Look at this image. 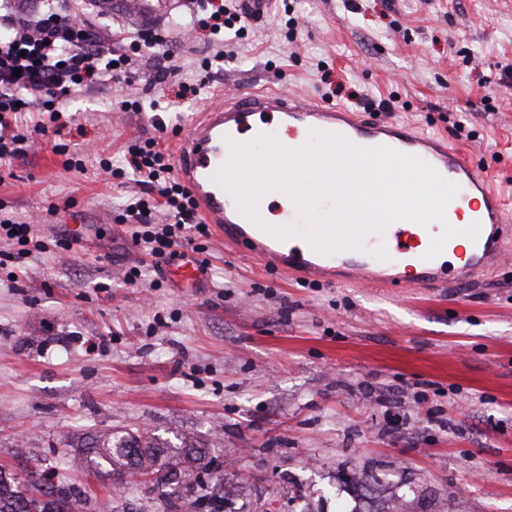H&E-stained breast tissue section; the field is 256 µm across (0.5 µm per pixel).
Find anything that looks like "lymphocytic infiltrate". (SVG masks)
Returning a JSON list of instances; mask_svg holds the SVG:
<instances>
[{
    "label": "lymphocytic infiltrate",
    "instance_id": "1",
    "mask_svg": "<svg viewBox=\"0 0 512 512\" xmlns=\"http://www.w3.org/2000/svg\"><path fill=\"white\" fill-rule=\"evenodd\" d=\"M71 13L57 12L55 0H40L32 15L19 12L15 0H0V162L26 154L32 135L58 129L64 99L92 89L108 90L125 81L133 56L160 49L167 37L155 29L141 30L123 47L105 44L85 18L86 0H73ZM191 22L207 30L210 40L226 31L242 37L245 15L228 14L222 0H202ZM113 178L139 177L140 196L129 199L117 220L134 225V244H147L153 270H161L183 244L209 238L208 225L198 221L189 190L173 175L174 161L156 139L131 146L121 164L106 161ZM169 218L161 232L150 228L156 208ZM11 251L0 252V267L29 258L42 244L29 222L0 219V239Z\"/></svg>",
    "mask_w": 512,
    "mask_h": 512
}]
</instances>
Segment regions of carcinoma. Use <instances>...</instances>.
<instances>
[{
  "label": "carcinoma",
  "instance_id": "carcinoma-1",
  "mask_svg": "<svg viewBox=\"0 0 512 512\" xmlns=\"http://www.w3.org/2000/svg\"><path fill=\"white\" fill-rule=\"evenodd\" d=\"M97 451L90 459L98 470H135L142 475L154 476L153 489L160 495L167 494L166 488L178 475L198 468L204 461L191 451L193 445L182 438L173 445L160 437H142L130 432L109 431L95 441ZM48 500L28 499L19 495L0 475V512H70L72 491L64 487L47 492Z\"/></svg>",
  "mask_w": 512,
  "mask_h": 512
}]
</instances>
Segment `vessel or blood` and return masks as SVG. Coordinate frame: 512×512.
<instances>
[{"mask_svg": "<svg viewBox=\"0 0 512 512\" xmlns=\"http://www.w3.org/2000/svg\"><path fill=\"white\" fill-rule=\"evenodd\" d=\"M277 114L292 127L337 134L360 147L388 146L416 156L456 182L459 191L447 206L454 215L462 202L474 205L477 238L460 266L446 271L437 259H425L432 237L442 225L403 234L398 225L384 232L366 234L360 248L330 253L316 250L298 235L280 238L244 214L236 197L214 180L231 157L230 143L237 132L255 117ZM177 175L195 198L198 211L212 224L225 245L242 247L263 265L305 279H314L342 268L354 283L403 288L418 284L434 288L444 283L475 279L479 272L512 262L506 242L512 238V217L507 216L502 193L495 190L471 158L454 148L446 138L393 121L364 122L343 106L320 105L294 94L251 93L218 103L193 119L176 151Z\"/></svg>", "mask_w": 512, "mask_h": 512, "instance_id": "1", "label": "vessel or blood"}]
</instances>
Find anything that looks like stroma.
Segmentation results:
<instances>
[{"mask_svg":"<svg viewBox=\"0 0 512 512\" xmlns=\"http://www.w3.org/2000/svg\"><path fill=\"white\" fill-rule=\"evenodd\" d=\"M189 2L89 0L99 38L163 29L167 57L143 51L129 83L67 100L57 140L0 176V217L35 220L46 244L0 282V471L29 496L70 488L73 512H204L201 484L221 512H353L367 475L408 512H512V265L382 290L265 269L212 238L198 284L169 265L132 285L146 255L116 217L141 187L98 164L138 139L174 150L218 95L274 89L446 135L512 204V0H276L219 44L171 25ZM172 66L208 82L160 115ZM110 429L185 436L204 466L164 498L87 469Z\"/></svg>","mask_w":512,"mask_h":512,"instance_id":"obj_1","label":"stroma"}]
</instances>
